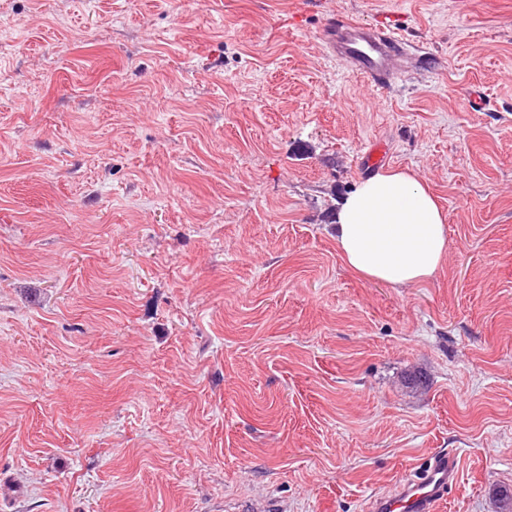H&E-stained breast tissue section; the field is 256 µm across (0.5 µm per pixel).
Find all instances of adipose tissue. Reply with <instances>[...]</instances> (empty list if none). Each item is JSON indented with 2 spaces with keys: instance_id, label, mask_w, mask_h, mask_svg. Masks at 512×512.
<instances>
[{
  "instance_id": "ef3b65f1",
  "label": "adipose tissue",
  "mask_w": 512,
  "mask_h": 512,
  "mask_svg": "<svg viewBox=\"0 0 512 512\" xmlns=\"http://www.w3.org/2000/svg\"><path fill=\"white\" fill-rule=\"evenodd\" d=\"M336 247L356 273L392 287L429 280L448 251L443 210L426 185L404 171L379 173L344 199Z\"/></svg>"
}]
</instances>
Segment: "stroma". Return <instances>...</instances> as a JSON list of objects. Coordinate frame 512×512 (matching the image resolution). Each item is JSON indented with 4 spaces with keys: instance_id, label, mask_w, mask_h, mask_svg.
I'll list each match as a JSON object with an SVG mask.
<instances>
[{
    "instance_id": "stroma-1",
    "label": "stroma",
    "mask_w": 512,
    "mask_h": 512,
    "mask_svg": "<svg viewBox=\"0 0 512 512\" xmlns=\"http://www.w3.org/2000/svg\"><path fill=\"white\" fill-rule=\"evenodd\" d=\"M336 18L422 56L373 86ZM375 143L426 282L336 249ZM448 448L439 512H506L512 0H0V512H366Z\"/></svg>"
}]
</instances>
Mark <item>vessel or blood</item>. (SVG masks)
Returning <instances> with one entry per match:
<instances>
[{"mask_svg": "<svg viewBox=\"0 0 512 512\" xmlns=\"http://www.w3.org/2000/svg\"><path fill=\"white\" fill-rule=\"evenodd\" d=\"M336 47L352 71L370 84L381 86L394 75L401 42L388 26L371 27L346 20L337 21ZM459 480V458L455 452L439 450L426 456L409 477L392 492L369 498L368 512H437L440 503Z\"/></svg>", "mask_w": 512, "mask_h": 512, "instance_id": "b4317fda", "label": "vessel or blood"}]
</instances>
